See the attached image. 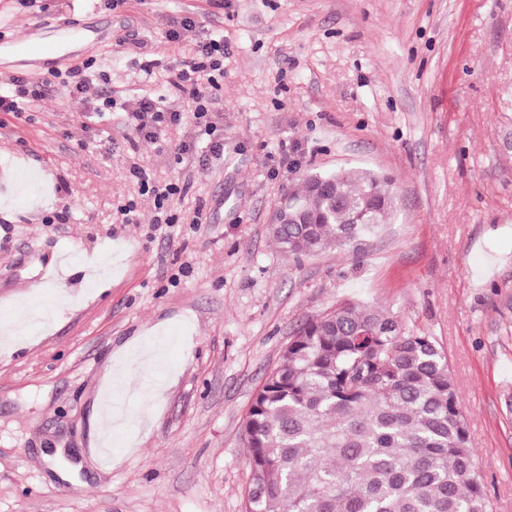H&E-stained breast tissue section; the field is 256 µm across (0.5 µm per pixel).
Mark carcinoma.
<instances>
[{
	"label": "carcinoma",
	"instance_id": "cac0c4a2",
	"mask_svg": "<svg viewBox=\"0 0 512 512\" xmlns=\"http://www.w3.org/2000/svg\"><path fill=\"white\" fill-rule=\"evenodd\" d=\"M315 179L332 191H312ZM286 201L316 218L271 226L296 260L352 246L395 207L374 170L311 173ZM242 434L245 512H492L444 351L374 306L345 301L303 322Z\"/></svg>",
	"mask_w": 512,
	"mask_h": 512
}]
</instances>
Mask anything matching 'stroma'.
<instances>
[{"instance_id":"35a3bbf8","label":"stroma","mask_w":512,"mask_h":512,"mask_svg":"<svg viewBox=\"0 0 512 512\" xmlns=\"http://www.w3.org/2000/svg\"><path fill=\"white\" fill-rule=\"evenodd\" d=\"M188 13L224 39L220 159L166 79ZM39 19L107 25L64 49L95 58L117 105L108 150L59 83L0 112V512H245L253 397L299 325L343 301L438 342L475 471L512 512V0H0L5 36ZM142 97L185 114L164 147L122 123ZM135 164L184 186L175 224L154 226ZM344 168L392 179L388 223L355 250L281 253L280 198ZM129 202L138 221L120 223ZM107 396L136 421L108 466L91 452Z\"/></svg>"}]
</instances>
